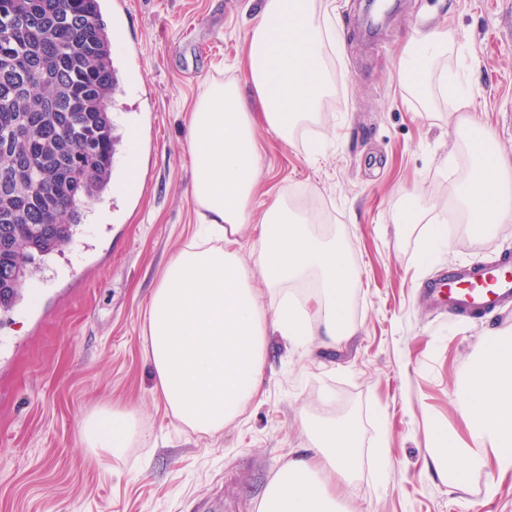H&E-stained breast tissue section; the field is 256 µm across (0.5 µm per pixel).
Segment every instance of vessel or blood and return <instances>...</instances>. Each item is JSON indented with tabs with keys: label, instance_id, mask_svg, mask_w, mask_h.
<instances>
[{
	"label": "vessel or blood",
	"instance_id": "b4317fda",
	"mask_svg": "<svg viewBox=\"0 0 512 512\" xmlns=\"http://www.w3.org/2000/svg\"><path fill=\"white\" fill-rule=\"evenodd\" d=\"M429 305L457 316L479 318L512 307V254L492 262L457 264L428 283Z\"/></svg>",
	"mask_w": 512,
	"mask_h": 512
}]
</instances>
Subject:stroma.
<instances>
[{
  "label": "stroma",
  "mask_w": 512,
  "mask_h": 512,
  "mask_svg": "<svg viewBox=\"0 0 512 512\" xmlns=\"http://www.w3.org/2000/svg\"><path fill=\"white\" fill-rule=\"evenodd\" d=\"M336 84L311 156L258 129L260 214L280 189L321 217L361 285L351 292L353 333L336 345L267 339L259 399L215 434L179 422L156 389L143 345L144 312L171 256L198 222L191 196L186 117L208 77L246 84L241 49L254 0H100L121 90L113 108L122 144L114 185L93 202L76 240L0 312V512H256L276 471L309 447L306 422L348 418L361 463L337 492L347 512H512V474L495 466L448 483L435 470L431 427L465 435L453 390L491 334L512 314L461 318L423 305L421 286L448 263L512 253V222L487 235L451 202L470 163L456 126L475 115L512 160V0H401L371 36L362 0H331ZM443 27L435 72L466 77L468 109L423 103L397 81L415 31ZM419 224L393 215L409 199ZM446 220L448 247L420 259ZM130 406L143 439L120 457L84 448L80 423L103 406ZM390 470L378 482L377 446Z\"/></svg>",
  "instance_id": "35a3bbf8"
}]
</instances>
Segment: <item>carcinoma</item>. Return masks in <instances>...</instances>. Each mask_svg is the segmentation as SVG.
<instances>
[{
  "label": "carcinoma",
  "instance_id": "obj_1",
  "mask_svg": "<svg viewBox=\"0 0 512 512\" xmlns=\"http://www.w3.org/2000/svg\"><path fill=\"white\" fill-rule=\"evenodd\" d=\"M120 91L98 0H0V311L21 300L49 257L73 241L86 209L112 187L121 143L108 106ZM67 125L69 141L35 139L31 125ZM81 188L71 187L75 159Z\"/></svg>",
  "mask_w": 512,
  "mask_h": 512
}]
</instances>
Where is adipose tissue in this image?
<instances>
[{
	"mask_svg": "<svg viewBox=\"0 0 512 512\" xmlns=\"http://www.w3.org/2000/svg\"><path fill=\"white\" fill-rule=\"evenodd\" d=\"M336 37V18L317 0H260L244 54L252 89L217 78L204 80L192 107L186 144L193 170L192 197L209 232L180 248L163 270L146 310L144 337L156 388L185 426L215 433L235 420L260 392L265 336L274 330L298 346L313 332L328 344L353 331L350 295L354 265L335 240L312 230L315 216L274 200L264 213L245 267L234 249L250 220L259 175L256 121L283 142L317 122L333 89L325 58ZM446 32L420 30L402 58L398 77L427 74ZM512 163L501 154L475 157L460 179L454 204L470 224L486 228L512 222L503 174ZM317 274L313 303L284 296L285 284ZM261 277L280 295L266 311L252 288ZM455 398L469 443L453 430L431 431L436 470L457 484L487 461L512 472V334L483 343L458 382ZM311 445L281 466L259 498L257 512H344L337 485L349 482L360 461V436L348 419L313 423ZM142 436L136 411L108 407L82 422L81 439L94 453L121 456Z\"/></svg>",
	"mask_w": 512,
	"mask_h": 512,
	"instance_id": "1",
	"label": "adipose tissue"
}]
</instances>
